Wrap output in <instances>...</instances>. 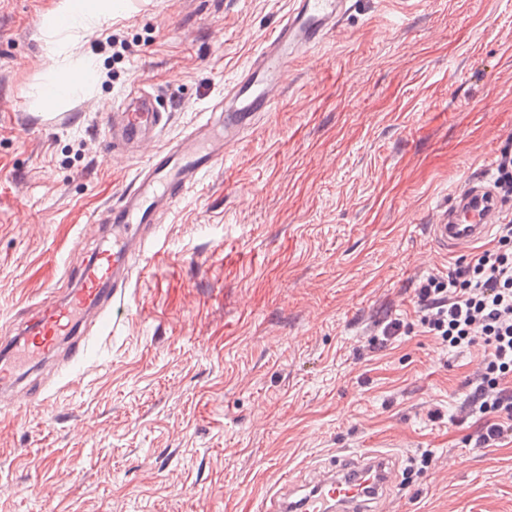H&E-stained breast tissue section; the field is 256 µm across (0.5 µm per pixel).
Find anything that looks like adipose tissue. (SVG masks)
I'll use <instances>...</instances> for the list:
<instances>
[{"label": "adipose tissue", "instance_id": "adipose-tissue-1", "mask_svg": "<svg viewBox=\"0 0 512 512\" xmlns=\"http://www.w3.org/2000/svg\"><path fill=\"white\" fill-rule=\"evenodd\" d=\"M125 0H59L42 19V26L53 36V55L65 54L85 33L95 30L103 16L118 12ZM97 77V62L87 56L74 63H65L59 77L39 91L41 103L50 104L87 92Z\"/></svg>", "mask_w": 512, "mask_h": 512}]
</instances>
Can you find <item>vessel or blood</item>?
<instances>
[{"label": "vessel or blood", "instance_id": "obj_1", "mask_svg": "<svg viewBox=\"0 0 512 512\" xmlns=\"http://www.w3.org/2000/svg\"><path fill=\"white\" fill-rule=\"evenodd\" d=\"M356 0H292L273 34L252 55L242 74L226 88L222 100L180 138L157 149L108 205L101 221L112 231L110 245L77 265L72 287L61 301L45 303L39 319L20 337L0 346V412L34 406L38 395L28 381L34 364L57 357L81 362L86 343L82 327L103 314L121 318L126 291L135 274L148 265L147 236L161 212L182 200L187 190L227 160L230 153L281 94L291 63L311 52L342 26ZM155 98L118 114L105 111L109 127L104 146L114 152L157 138L164 123ZM503 207L489 174L467 178L452 194L441 223L432 225L439 248L454 252L490 235L491 217ZM395 466L391 455L367 451L339 458L312 485L282 476L266 497L263 512H376L374 505L391 489Z\"/></svg>", "mask_w": 512, "mask_h": 512}]
</instances>
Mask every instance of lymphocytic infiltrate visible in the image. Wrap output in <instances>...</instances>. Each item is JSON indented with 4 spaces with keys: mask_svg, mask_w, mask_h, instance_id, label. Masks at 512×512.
<instances>
[{
    "mask_svg": "<svg viewBox=\"0 0 512 512\" xmlns=\"http://www.w3.org/2000/svg\"><path fill=\"white\" fill-rule=\"evenodd\" d=\"M426 333L449 352L484 347V363L466 382L459 422L476 419V441L512 443V218L498 224L492 244L475 247L447 276H427L417 292Z\"/></svg>",
    "mask_w": 512,
    "mask_h": 512,
    "instance_id": "f902f5d3",
    "label": "lymphocytic infiltrate"
}]
</instances>
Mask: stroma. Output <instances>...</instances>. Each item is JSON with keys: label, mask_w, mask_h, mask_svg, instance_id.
Listing matches in <instances>:
<instances>
[{"label": "stroma", "mask_w": 512, "mask_h": 512, "mask_svg": "<svg viewBox=\"0 0 512 512\" xmlns=\"http://www.w3.org/2000/svg\"><path fill=\"white\" fill-rule=\"evenodd\" d=\"M56 2L0 0L5 339L95 251L96 215L143 162L105 152L101 112L144 90L172 107L162 141L180 138L290 7L128 0L70 51L96 57L92 89L43 105ZM511 140L512 0H358L161 216L126 319L42 375L41 406L0 417V512H259L283 472L366 450L395 460L389 512H512V443L455 419L484 350L449 353L415 313L425 277L464 257L430 225ZM393 318L409 334L373 344Z\"/></svg>", "instance_id": "stroma-1"}]
</instances>
